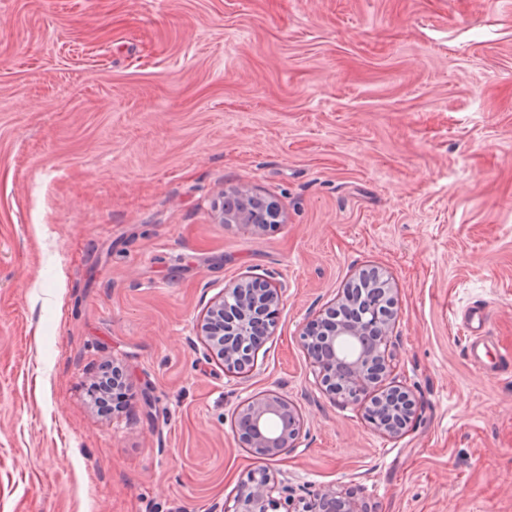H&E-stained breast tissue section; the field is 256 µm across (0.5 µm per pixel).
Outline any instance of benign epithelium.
Listing matches in <instances>:
<instances>
[{"mask_svg": "<svg viewBox=\"0 0 512 512\" xmlns=\"http://www.w3.org/2000/svg\"><path fill=\"white\" fill-rule=\"evenodd\" d=\"M225 224L256 229L281 223V211L271 201L253 210L232 203L222 213ZM394 299L390 281L377 277L376 287L352 289L347 285L302 330L315 385L331 401L342 404L371 402L366 417L372 428L392 437L401 435L415 414V399L407 388L386 384L394 371L393 333L396 317L370 305L377 295ZM283 302V287L266 273L250 271L224 289L201 311L196 320L197 340L223 366L227 374L244 375L257 363L263 345L274 337L273 315ZM224 317V338L208 331V325ZM232 429L256 458L277 460L294 448L305 428L301 407L274 389L243 400L232 412ZM286 512H368L353 498L325 486L308 500L282 484L263 467L253 471L225 512H274L278 504Z\"/></svg>", "mask_w": 512, "mask_h": 512, "instance_id": "7a95c632", "label": "benign epithelium"}]
</instances>
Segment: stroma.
Returning <instances> with one entry per match:
<instances>
[{"label": "stroma", "instance_id": "35a3bbf8", "mask_svg": "<svg viewBox=\"0 0 512 512\" xmlns=\"http://www.w3.org/2000/svg\"><path fill=\"white\" fill-rule=\"evenodd\" d=\"M282 221L224 224L225 190ZM276 336L229 376L194 335L248 270ZM365 269L395 288L406 432L313 383L299 334ZM512 0H0V512H223L228 419L305 416L269 469L369 512H512ZM119 366L125 409L87 388ZM488 322V313L483 306H472L462 316V323L470 336L467 345V356L472 365L485 374L495 377L502 376L512 371V358L510 355L501 354L497 361H487L489 344L483 333Z\"/></svg>", "mask_w": 512, "mask_h": 512}]
</instances>
